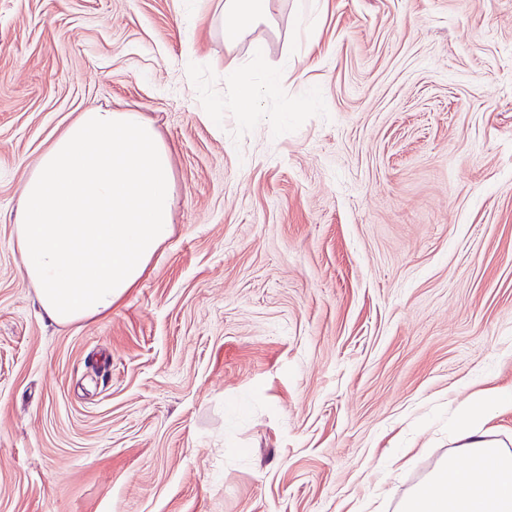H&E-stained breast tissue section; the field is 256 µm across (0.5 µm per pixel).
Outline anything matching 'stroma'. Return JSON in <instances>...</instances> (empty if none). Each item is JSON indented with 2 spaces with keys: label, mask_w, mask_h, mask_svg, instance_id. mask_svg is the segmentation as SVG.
I'll use <instances>...</instances> for the list:
<instances>
[{
  "label": "stroma",
  "mask_w": 512,
  "mask_h": 512,
  "mask_svg": "<svg viewBox=\"0 0 512 512\" xmlns=\"http://www.w3.org/2000/svg\"><path fill=\"white\" fill-rule=\"evenodd\" d=\"M272 10L230 48L219 0H0V512H396L512 388V0ZM90 108L171 148L174 234L60 326L13 219ZM225 80L231 84L234 89L237 104L240 112H251L260 102L263 91L271 87L277 75L272 73L268 86L260 87L252 82L244 80L235 70H228L224 73Z\"/></svg>",
  "instance_id": "obj_1"
}]
</instances>
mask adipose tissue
Instances as JSON below:
<instances>
[{
	"instance_id": "1",
	"label": "adipose tissue",
	"mask_w": 512,
	"mask_h": 512,
	"mask_svg": "<svg viewBox=\"0 0 512 512\" xmlns=\"http://www.w3.org/2000/svg\"><path fill=\"white\" fill-rule=\"evenodd\" d=\"M271 0H224L226 45L270 24ZM172 154L136 112L90 110L39 156L20 186L12 235L22 275L52 322L111 313L174 232ZM512 411V390L488 389L449 422L455 450L400 512H512V449L486 429Z\"/></svg>"
}]
</instances>
